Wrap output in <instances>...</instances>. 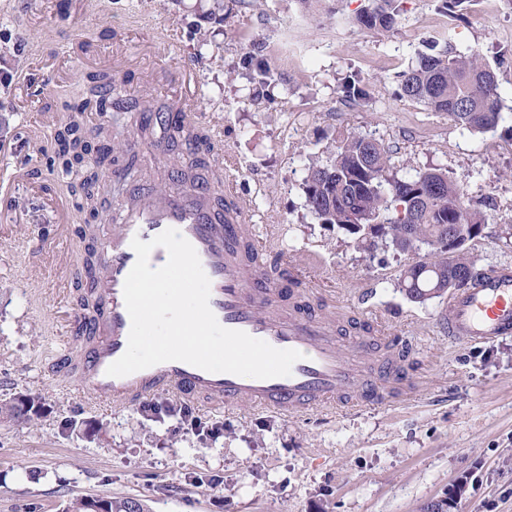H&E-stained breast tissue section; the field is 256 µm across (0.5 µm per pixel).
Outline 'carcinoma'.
I'll return each instance as SVG.
<instances>
[{
	"instance_id": "obj_1",
	"label": "carcinoma",
	"mask_w": 512,
	"mask_h": 512,
	"mask_svg": "<svg viewBox=\"0 0 512 512\" xmlns=\"http://www.w3.org/2000/svg\"><path fill=\"white\" fill-rule=\"evenodd\" d=\"M448 16L464 18L473 0H437ZM403 0H367L353 18L360 29L385 34L394 30ZM395 96L444 112L470 132L501 131L512 140V115L502 112L496 73L478 50L463 52L446 31L426 40L415 63L396 75ZM343 101L352 106L369 98L357 76L342 87ZM303 191L305 206L321 224L353 236L357 247L374 251L383 246L412 256L400 275L406 296L423 303L468 287L478 276L467 245L479 235L490 214L474 205L463 182L438 168L398 177L384 145L366 136L338 132L324 160L308 167ZM453 224L462 234L453 250L439 245L442 226ZM40 416L44 402L20 395L0 404V417ZM107 512H144L134 498H107Z\"/></svg>"
}]
</instances>
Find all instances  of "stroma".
<instances>
[{"label":"stroma","instance_id":"obj_1","mask_svg":"<svg viewBox=\"0 0 512 512\" xmlns=\"http://www.w3.org/2000/svg\"><path fill=\"white\" fill-rule=\"evenodd\" d=\"M488 2L452 21L436 0H404L380 36L352 22L363 0H0V67L16 75L0 88V176L13 181L0 191V400L44 402L35 421L0 419V512L110 497L148 512H419L457 481L456 512H512V335L450 342L447 299L417 303L398 287L408 256L356 249L309 215L302 191L311 158L339 130L371 137L398 174L442 168L489 199L492 218L470 252L479 270L512 267V141L393 96L397 73L440 25L488 61L511 49L512 0ZM186 65L203 122L220 131L203 177L235 163L254 224L269 230V262L301 265L308 294L337 324L359 316L369 292L372 319L413 347V392L288 417L196 402L181 418L165 412L170 396L158 412L101 405L81 395L77 373L53 374L55 356L81 344L70 322L82 288L60 264L83 251L82 226L139 193L179 189L168 172L188 159L182 145L161 160L142 154L133 177L79 206L78 180L53 149L66 111L94 80L122 82V96L85 114L121 159V110L168 104ZM264 65L273 80L262 87ZM352 74L370 97L349 108L341 84Z\"/></svg>","mask_w":512,"mask_h":512}]
</instances>
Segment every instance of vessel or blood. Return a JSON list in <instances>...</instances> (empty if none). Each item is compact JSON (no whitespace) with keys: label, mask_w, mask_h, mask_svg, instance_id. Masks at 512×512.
<instances>
[{"label":"vessel or blood","mask_w":512,"mask_h":512,"mask_svg":"<svg viewBox=\"0 0 512 512\" xmlns=\"http://www.w3.org/2000/svg\"><path fill=\"white\" fill-rule=\"evenodd\" d=\"M196 105L195 92L174 97L173 121L197 126ZM168 228L194 246L210 280L209 306L221 326L300 352L290 375L256 379L211 373L180 361L124 377L107 375L109 365L125 352L131 327L123 297L125 278L136 261L131 241H149ZM83 237L97 264L85 269L77 257L73 267L84 274L95 312L90 319L75 312L73 325L84 344L58 362L59 371H79L83 393L125 404L174 395L204 405L217 403L228 411L247 404L288 416L334 404H379L388 393V382L408 383L407 346L397 345L396 355L381 363L378 374H369L363 355L380 333L375 322L365 321L350 344H343L330 314L315 311L311 300L287 294L282 281L262 273L258 261L269 247L251 225L250 209L233 175L193 192L144 194L126 206L112 233L100 237L89 226ZM445 323L449 340L459 344L511 336L512 268L487 270L471 287L451 295Z\"/></svg>","instance_id":"b4317fda"}]
</instances>
